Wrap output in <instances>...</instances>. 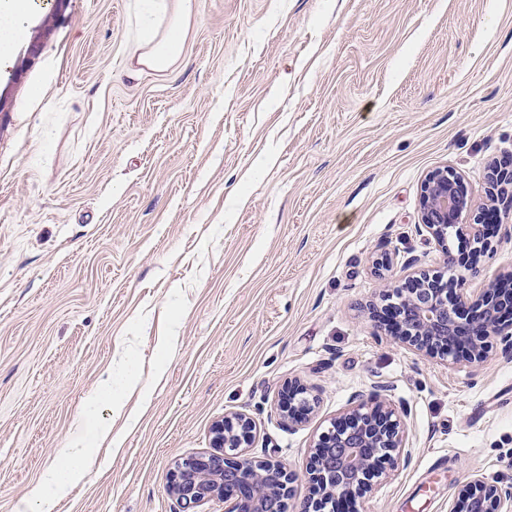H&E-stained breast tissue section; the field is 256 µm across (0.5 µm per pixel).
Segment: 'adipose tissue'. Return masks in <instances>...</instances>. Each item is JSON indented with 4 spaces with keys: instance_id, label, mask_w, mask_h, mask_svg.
<instances>
[{
    "instance_id": "ef3b65f1",
    "label": "adipose tissue",
    "mask_w": 512,
    "mask_h": 512,
    "mask_svg": "<svg viewBox=\"0 0 512 512\" xmlns=\"http://www.w3.org/2000/svg\"><path fill=\"white\" fill-rule=\"evenodd\" d=\"M139 6L135 64L141 69H167L181 55L185 39L183 17L192 11L194 0H182L181 16L171 19L166 16L165 0H139ZM31 10L32 0H0V59L8 56L21 37ZM95 463L93 448L85 440L60 449L55 463L29 491L33 512H53L56 500L77 485Z\"/></svg>"
}]
</instances>
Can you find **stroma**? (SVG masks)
<instances>
[{
	"label": "stroma",
	"mask_w": 512,
	"mask_h": 512,
	"mask_svg": "<svg viewBox=\"0 0 512 512\" xmlns=\"http://www.w3.org/2000/svg\"><path fill=\"white\" fill-rule=\"evenodd\" d=\"M135 0H34L0 62V512L71 438L125 434L55 512H178L179 458L224 416L311 488L353 395L405 403L407 466L357 512H448L469 471L512 478V357L446 362L367 310L420 272L480 297L512 272V0H195L182 55L129 75ZM448 166L496 208L488 252L438 243L420 187ZM127 407H85L126 350ZM318 398L291 428L279 395Z\"/></svg>",
	"instance_id": "35a3bbf8"
}]
</instances>
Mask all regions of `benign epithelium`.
I'll return each mask as SVG.
<instances>
[{"mask_svg": "<svg viewBox=\"0 0 512 512\" xmlns=\"http://www.w3.org/2000/svg\"><path fill=\"white\" fill-rule=\"evenodd\" d=\"M421 204L424 227L436 240L452 233L467 239L475 253L487 250L480 216L454 169L446 166L425 178ZM397 298L402 314L391 336L396 343L450 361L460 352L481 361L492 335L512 349V318H501L502 312L512 311L511 288H494L468 314L463 308L470 295L442 288L439 277L424 272ZM384 391L385 386L376 385L368 397L354 398L349 410L318 435L307 469L316 496L303 501L301 512H325L330 500L365 496L386 477L383 464L409 459L401 420ZM315 404L306 385L288 382L282 394L284 421L295 426ZM254 428L245 413L226 416L215 427L214 450L178 460L170 490L181 512H196L201 502L218 496L224 498V512H283L296 475L278 461L247 453ZM448 512H512V483L473 471L458 486Z\"/></svg>", "mask_w": 512, "mask_h": 512, "instance_id": "benign-epithelium-1", "label": "benign epithelium"}]
</instances>
